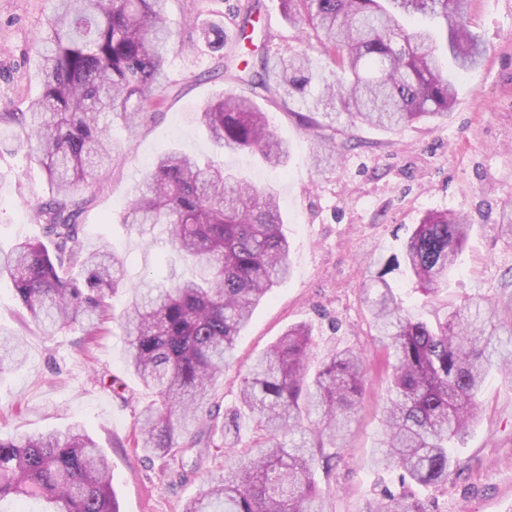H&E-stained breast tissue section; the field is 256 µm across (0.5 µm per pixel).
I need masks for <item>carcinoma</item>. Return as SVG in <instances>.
I'll return each instance as SVG.
<instances>
[{"instance_id": "1", "label": "carcinoma", "mask_w": 512, "mask_h": 512, "mask_svg": "<svg viewBox=\"0 0 512 512\" xmlns=\"http://www.w3.org/2000/svg\"><path fill=\"white\" fill-rule=\"evenodd\" d=\"M288 20L315 35L335 70L317 74L295 52L259 69L243 61L251 95L228 92L208 103L199 122L229 152H259L273 167L290 149L271 131L254 98L278 92L301 99L309 127L321 116L333 126L346 111L354 122L393 130L448 116L457 70L478 66L485 47L471 31L467 0H281ZM168 0H56L36 49L40 94L25 112L0 115V140L24 145L57 189L35 206L43 238L0 251V278L48 337L78 326L90 336L112 320L110 300L126 296L121 314L124 363L156 400L133 426L137 451L181 462L200 449L205 432L224 436V472L184 512H326L315 470L330 467L360 403L365 362L360 352L334 350L309 373L312 331L289 328L244 366L239 406L218 422L206 414L216 384L234 363L236 340L255 307L293 269L291 246L272 190L244 184L179 150L159 156L135 186L125 224L139 234L164 224L167 243L190 262L191 274L170 285L130 282L125 261L109 245L90 251L80 217L94 195L77 192L119 159L112 119L135 129L167 89L166 54L173 40ZM206 44L224 49V26L203 28ZM336 146L324 138L313 162L332 166ZM471 231L467 216L429 213L405 249L420 290L435 295ZM499 235L512 244V205L502 207ZM376 339L390 363L382 432L370 458L376 470L429 487L448 480L456 459L448 444L469 431L488 370L512 383V289L494 300H464L437 324L413 318L397 287L383 276L365 289ZM22 340L0 333V369L23 363ZM258 431L244 453L239 421ZM107 458L84 427L0 437V504H46L44 512H119ZM374 512H426L419 501L387 495Z\"/></svg>"}]
</instances>
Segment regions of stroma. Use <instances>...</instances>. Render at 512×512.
Masks as SVG:
<instances>
[{
  "label": "stroma",
  "mask_w": 512,
  "mask_h": 512,
  "mask_svg": "<svg viewBox=\"0 0 512 512\" xmlns=\"http://www.w3.org/2000/svg\"><path fill=\"white\" fill-rule=\"evenodd\" d=\"M258 19L254 43L275 57L305 50L315 69L332 66L317 40H303L280 0H169L173 46L167 56L171 88L152 115L128 134L113 124L120 157L94 188L83 213L88 248L109 244L126 260L129 281H163L185 272L182 257L166 246V229L128 230L123 215L131 193L154 160L180 149L201 162L216 161L255 186L273 187L295 270L274 288L243 330L240 363L266 348L288 326H311L316 358L351 347L367 356V383L345 448L329 477V512H368L384 494L429 501V512H512V384L490 372L479 395L480 413L469 434L452 441L457 467L436 488L404 483L398 474L371 469L387 396L386 351L376 341L363 290L378 273L394 283L406 308L431 322L467 298H491L512 281V246L498 237L500 208L512 203V0H471L469 21L487 54L480 67L456 82L457 104L448 117L416 121L392 131L340 120L334 133L336 168L319 172L313 153L325 128L307 129L299 101L260 99L275 135L291 150L286 167L272 169L249 153L218 149L196 115L222 92L245 93L235 80L247 53L235 37L240 12ZM52 0H0V113L23 112L39 92L35 46L47 31ZM223 24L222 52L200 39L207 23ZM54 188L19 142L0 147V248L36 237L37 203ZM468 216L473 231L447 288L428 298L416 291L403 262L408 239L430 211ZM0 330L24 337L26 361L0 372V436L62 431L83 425L106 454L120 512H183L223 458L204 451L187 457L194 474L179 482L164 459L148 460L127 445L139 409L154 395L125 368V338L118 322L96 337L81 328L53 337L23 318L8 279L0 280Z\"/></svg>",
  "instance_id": "stroma-1"
}]
</instances>
